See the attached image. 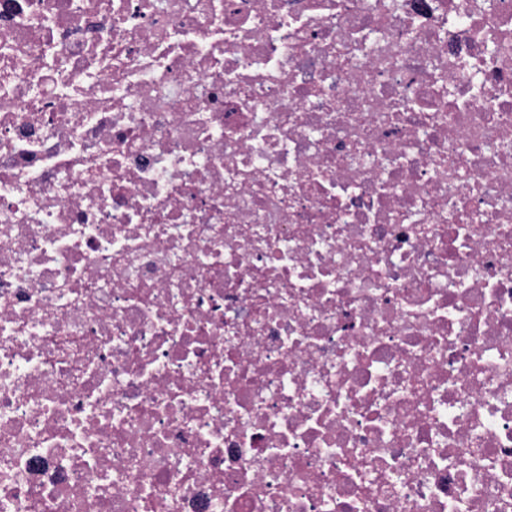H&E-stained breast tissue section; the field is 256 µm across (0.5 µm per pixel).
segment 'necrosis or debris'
I'll return each instance as SVG.
<instances>
[{
    "instance_id": "1",
    "label": "necrosis or debris",
    "mask_w": 512,
    "mask_h": 512,
    "mask_svg": "<svg viewBox=\"0 0 512 512\" xmlns=\"http://www.w3.org/2000/svg\"><path fill=\"white\" fill-rule=\"evenodd\" d=\"M0 0V512H512V0Z\"/></svg>"
}]
</instances>
